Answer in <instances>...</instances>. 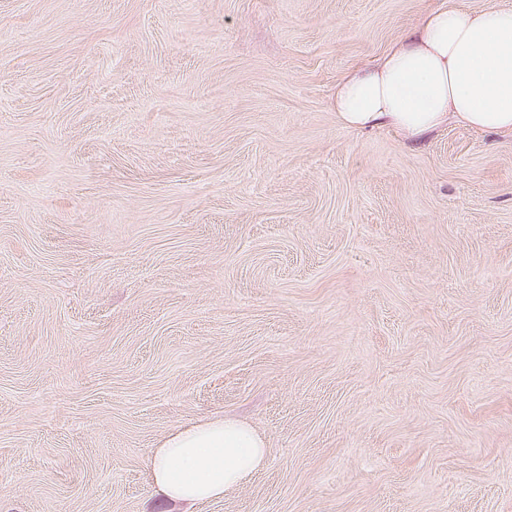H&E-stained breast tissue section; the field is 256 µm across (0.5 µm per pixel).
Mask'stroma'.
<instances>
[{
    "label": "stroma",
    "mask_w": 512,
    "mask_h": 512,
    "mask_svg": "<svg viewBox=\"0 0 512 512\" xmlns=\"http://www.w3.org/2000/svg\"><path fill=\"white\" fill-rule=\"evenodd\" d=\"M441 2L0 0V512H512V134L331 107ZM267 456L265 438L251 426L211 418L179 427L151 448L147 473L168 500L193 505L244 484Z\"/></svg>",
    "instance_id": "1"
}]
</instances>
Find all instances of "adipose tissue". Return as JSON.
Listing matches in <instances>:
<instances>
[{
    "mask_svg": "<svg viewBox=\"0 0 512 512\" xmlns=\"http://www.w3.org/2000/svg\"><path fill=\"white\" fill-rule=\"evenodd\" d=\"M333 108L345 127L392 129L413 143L451 122L512 133V9L489 0L465 10L444 0L377 63L346 74ZM267 456L265 438L251 426L211 418L150 449L147 473L168 500L193 505L244 484Z\"/></svg>",
    "mask_w": 512,
    "mask_h": 512,
    "instance_id": "1",
    "label": "adipose tissue"
}]
</instances>
